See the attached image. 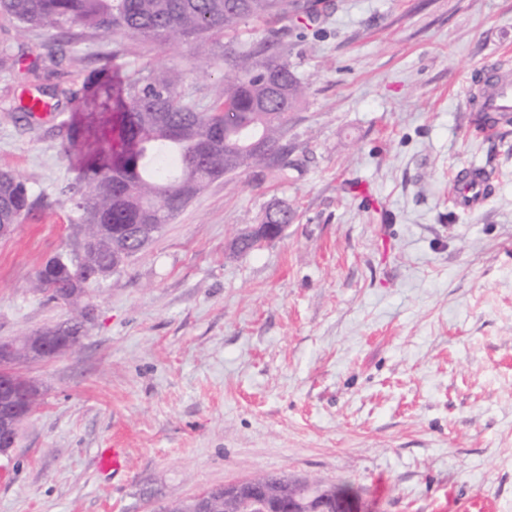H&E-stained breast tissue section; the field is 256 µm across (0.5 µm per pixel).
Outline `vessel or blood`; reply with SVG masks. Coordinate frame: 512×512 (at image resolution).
Wrapping results in <instances>:
<instances>
[{"label": "vessel or blood", "mask_w": 512, "mask_h": 512, "mask_svg": "<svg viewBox=\"0 0 512 512\" xmlns=\"http://www.w3.org/2000/svg\"><path fill=\"white\" fill-rule=\"evenodd\" d=\"M466 107L474 126L485 133H494L500 116H512V67L498 59L488 61L467 90ZM488 194L482 169L463 168L453 180V200L462 212L480 208Z\"/></svg>", "instance_id": "vessel-or-blood-1"}]
</instances>
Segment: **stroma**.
Wrapping results in <instances>:
<instances>
[{"label": "stroma", "instance_id": "stroma-1", "mask_svg": "<svg viewBox=\"0 0 512 512\" xmlns=\"http://www.w3.org/2000/svg\"><path fill=\"white\" fill-rule=\"evenodd\" d=\"M281 48L304 92L284 173L211 182L88 287L79 349L22 364L39 406L0 457V512H164L259 475L342 481L368 512H512V126L487 138L464 88L512 52V0H308ZM0 16V169L41 201L0 237V340L70 319L33 283L72 248L67 123L96 70L175 66L207 107L224 71L195 47H45ZM56 105L30 122L28 93ZM494 173L484 206L449 191ZM275 205L283 235L232 242ZM126 451L124 473L98 466ZM488 194L483 168L464 167L453 180V200L462 212H473L480 208Z\"/></svg>", "mask_w": 512, "mask_h": 512}]
</instances>
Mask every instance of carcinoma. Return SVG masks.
Listing matches in <instances>:
<instances>
[{
  "label": "carcinoma",
  "instance_id": "1",
  "mask_svg": "<svg viewBox=\"0 0 512 512\" xmlns=\"http://www.w3.org/2000/svg\"><path fill=\"white\" fill-rule=\"evenodd\" d=\"M305 12L300 0H0V15L21 33L54 31L76 44L118 35L129 45L195 42L224 64L217 101L204 108L182 90L183 78L159 65L128 73L115 88L99 71L78 97L77 116L68 123L65 154L80 155L78 183L68 200L82 236L94 234L88 249L76 243L49 258L37 271L35 288L65 293L76 306L85 295L77 277L112 268L116 233L126 224H169L210 182L253 167H287L276 158L247 150L241 128L264 135L279 153L288 132L289 112L302 83L288 65L277 32L263 42L219 44L246 20L284 22ZM276 74L284 93L276 95L265 78ZM38 199L11 170H0V225L22 222ZM89 305L66 323L73 341L84 337Z\"/></svg>",
  "mask_w": 512,
  "mask_h": 512
}]
</instances>
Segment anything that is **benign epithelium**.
Returning a JSON list of instances; mask_svg holds the SVG:
<instances>
[{"mask_svg": "<svg viewBox=\"0 0 512 512\" xmlns=\"http://www.w3.org/2000/svg\"><path fill=\"white\" fill-rule=\"evenodd\" d=\"M285 224H257L242 237L252 241H272L282 236ZM18 347L12 340L0 342V454H6L16 441L15 427L28 415V403L36 385L16 370ZM299 490L289 496L270 491L256 494L249 483L207 489L192 497L194 512H209L214 500H222L238 512H319V502L331 490L310 480L297 482Z\"/></svg>", "mask_w": 512, "mask_h": 512, "instance_id": "1", "label": "benign epithelium"}]
</instances>
